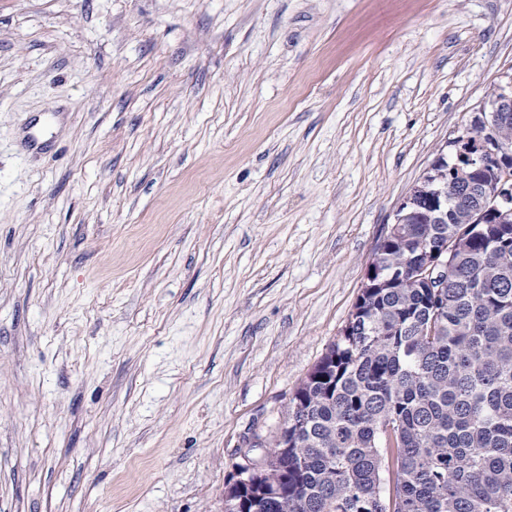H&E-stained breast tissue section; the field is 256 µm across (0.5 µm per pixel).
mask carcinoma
<instances>
[{"mask_svg":"<svg viewBox=\"0 0 512 512\" xmlns=\"http://www.w3.org/2000/svg\"><path fill=\"white\" fill-rule=\"evenodd\" d=\"M489 138L512 146V122L459 140ZM428 175L448 182V223L407 210L378 262L412 266L454 239L443 287L364 283L288 429L249 482L227 481L229 512H512V223L463 224L485 187L512 185V161Z\"/></svg>","mask_w":512,"mask_h":512,"instance_id":"obj_1","label":"carcinoma"}]
</instances>
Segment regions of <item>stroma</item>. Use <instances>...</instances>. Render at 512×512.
Wrapping results in <instances>:
<instances>
[{
	"mask_svg": "<svg viewBox=\"0 0 512 512\" xmlns=\"http://www.w3.org/2000/svg\"><path fill=\"white\" fill-rule=\"evenodd\" d=\"M512 0H0V512H224Z\"/></svg>",
	"mask_w": 512,
	"mask_h": 512,
	"instance_id": "1",
	"label": "stroma"
}]
</instances>
